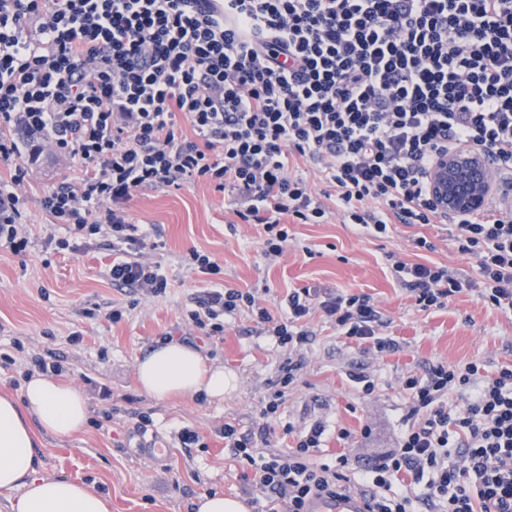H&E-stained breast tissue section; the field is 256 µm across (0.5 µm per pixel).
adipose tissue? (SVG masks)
<instances>
[{
	"label": "adipose tissue",
	"instance_id": "ef3b65f1",
	"mask_svg": "<svg viewBox=\"0 0 512 512\" xmlns=\"http://www.w3.org/2000/svg\"><path fill=\"white\" fill-rule=\"evenodd\" d=\"M141 389L163 401L200 395L223 400L224 369L210 365L195 348L177 340L159 343L136 364ZM90 415L75 387L36 373L19 395H0V490L17 491L13 512H112V500L85 482L40 476L35 457L38 432L59 438L79 432Z\"/></svg>",
	"mask_w": 512,
	"mask_h": 512
}]
</instances>
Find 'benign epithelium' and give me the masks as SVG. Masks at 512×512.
I'll list each match as a JSON object with an SVG mask.
<instances>
[{
  "label": "benign epithelium",
  "instance_id": "7a95c632",
  "mask_svg": "<svg viewBox=\"0 0 512 512\" xmlns=\"http://www.w3.org/2000/svg\"><path fill=\"white\" fill-rule=\"evenodd\" d=\"M426 182L436 210L462 221L484 209L496 184L488 156L467 146L438 155Z\"/></svg>",
  "mask_w": 512,
  "mask_h": 512
}]
</instances>
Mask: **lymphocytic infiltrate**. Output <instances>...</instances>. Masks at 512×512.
Segmentation results:
<instances>
[{
    "mask_svg": "<svg viewBox=\"0 0 512 512\" xmlns=\"http://www.w3.org/2000/svg\"><path fill=\"white\" fill-rule=\"evenodd\" d=\"M0 0V246L25 252L27 158L73 159L77 178L42 198L67 237L110 238L113 286L147 297L169 281L147 257L127 203L144 191L198 182L258 226L263 258L279 262L289 225L332 216L373 238L393 225L435 223L425 174L456 146L483 151L512 185V0ZM313 169L325 185L315 190ZM448 239L475 259L477 279L433 261L391 265L423 311L465 290L512 312V212L489 207L451 222ZM187 266L214 283L188 313L206 338L247 316L287 350L252 430L225 423L224 448L250 470L264 512H306L346 490V454L317 462L325 420L281 424L304 365L314 312L339 335L380 354L398 350L372 297L290 289L273 314L258 292L217 282L221 267L190 251ZM409 402L396 448L359 479L370 512H512V366L432 365L403 383ZM462 397V405L449 402ZM287 450L269 451L275 431Z\"/></svg>",
    "mask_w": 512,
    "mask_h": 512,
    "instance_id": "f902f5d3",
    "label": "lymphocytic infiltrate"
}]
</instances>
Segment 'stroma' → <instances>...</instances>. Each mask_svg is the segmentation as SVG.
I'll list each match as a JSON object with an SVG mask.
<instances>
[{"instance_id":"35a3bbf8","label":"stroma","mask_w":512,"mask_h":512,"mask_svg":"<svg viewBox=\"0 0 512 512\" xmlns=\"http://www.w3.org/2000/svg\"><path fill=\"white\" fill-rule=\"evenodd\" d=\"M75 170L72 159L47 152L31 164L24 188L31 243L22 256L0 247V350L15 359L10 366L0 361V392H13L32 358L62 359L69 370L66 383L82 392L91 414L73 437H39V473L84 481L111 497L112 512H192L193 501L210 489L244 497L241 470L225 454L221 430L228 422L251 427L288 357L257 335L244 316L227 319L220 340L204 339L189 325L187 313L208 286L206 276L188 269L190 250L209 254L226 284L265 290L275 311L289 289L308 284L375 299L399 350L381 356L364 351L314 314L305 365L282 413L283 421L297 426L323 417L349 430L348 441L329 440L328 450L349 454L354 464L396 446L408 404L402 389L407 376L440 362H475L491 374L512 365V314L488 308L472 291L456 295L446 308L425 312L393 281L389 258L416 261L411 243L416 234L435 243L429 260L476 277L474 259L457 253L442 225L397 224L389 238L376 240L356 234L336 217L327 224H293L287 255L271 266L261 255L258 227L235 224L223 195L207 184L145 191L128 202L127 210L133 222L157 236L160 245L151 256L171 286L166 295L144 297L113 287L106 238L78 240L72 251L48 246V237L66 236L67 230L54 223L41 200ZM115 303L124 307L117 323L106 317ZM74 331L83 336L76 345L67 340ZM165 336L223 366L229 380L223 400L158 401L140 389L136 361ZM356 373L374 379L372 396L362 394L352 379ZM142 412L152 419L144 434L135 427ZM366 426L371 433L365 438ZM185 427L198 433L199 447H182L179 433ZM148 442L164 445L166 454L146 451Z\"/></svg>"}]
</instances>
